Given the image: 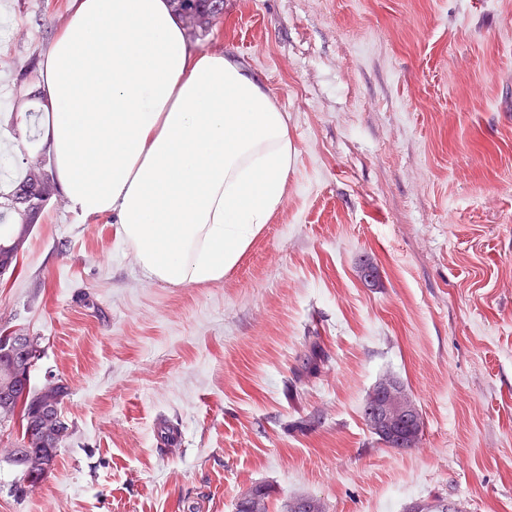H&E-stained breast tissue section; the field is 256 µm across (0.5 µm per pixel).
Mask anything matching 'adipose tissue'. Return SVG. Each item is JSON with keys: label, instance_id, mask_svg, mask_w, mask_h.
Returning <instances> with one entry per match:
<instances>
[{"label": "adipose tissue", "instance_id": "obj_1", "mask_svg": "<svg viewBox=\"0 0 512 512\" xmlns=\"http://www.w3.org/2000/svg\"><path fill=\"white\" fill-rule=\"evenodd\" d=\"M39 84L66 206L115 215L151 279L223 280L283 203L284 112L223 51H191L170 0H71Z\"/></svg>", "mask_w": 512, "mask_h": 512}]
</instances>
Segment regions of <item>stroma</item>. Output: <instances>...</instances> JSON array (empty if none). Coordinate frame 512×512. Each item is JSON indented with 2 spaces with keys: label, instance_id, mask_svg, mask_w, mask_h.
Returning <instances> with one entry per match:
<instances>
[{
  "label": "stroma",
  "instance_id": "stroma-1",
  "mask_svg": "<svg viewBox=\"0 0 512 512\" xmlns=\"http://www.w3.org/2000/svg\"><path fill=\"white\" fill-rule=\"evenodd\" d=\"M69 4L0 0L1 111L43 109L19 73ZM186 42L286 114L284 203L222 281L173 288L115 218L53 198L0 276V328L38 338L31 385L68 384L70 434L20 498L0 430V512H236L258 485L268 512H512V0H224ZM385 380L420 412L416 448L363 419Z\"/></svg>",
  "mask_w": 512,
  "mask_h": 512
}]
</instances>
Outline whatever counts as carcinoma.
I'll list each match as a JSON object with an SVG mask.
<instances>
[{"mask_svg": "<svg viewBox=\"0 0 512 512\" xmlns=\"http://www.w3.org/2000/svg\"><path fill=\"white\" fill-rule=\"evenodd\" d=\"M174 11L185 20L188 27L197 33H206L216 16L224 10V0H172ZM56 192L52 178L37 161L28 162L24 179L12 184L5 193H0V275L16 267L18 255L37 223L40 214L51 202ZM25 212V218L18 219V211ZM17 332L0 329V364L9 365L15 360L14 343ZM31 351L26 353L27 368L11 376L0 375V425L16 424L21 430L20 444L26 453L7 460L18 476H24L29 468L30 455L52 451L69 436V425L59 426L55 437H46L40 430V418L48 406H62L69 397L66 383L59 381L47 391L31 386L30 372L37 357V344L28 339ZM385 446L397 449H411L420 443L421 423L395 426L381 432L371 428Z\"/></svg>", "mask_w": 512, "mask_h": 512, "instance_id": "1", "label": "carcinoma"}]
</instances>
